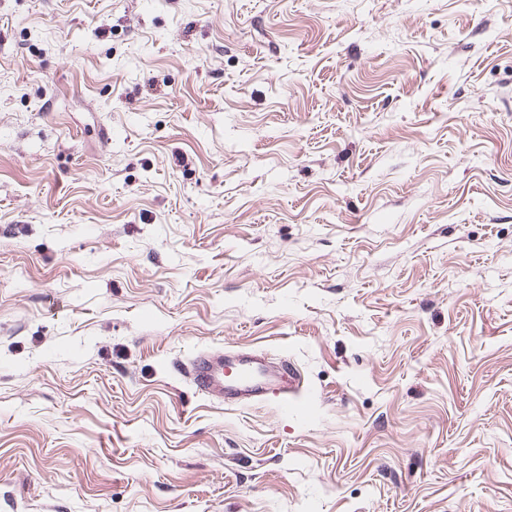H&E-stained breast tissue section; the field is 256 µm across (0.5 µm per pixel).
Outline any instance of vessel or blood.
Listing matches in <instances>:
<instances>
[{
    "mask_svg": "<svg viewBox=\"0 0 512 512\" xmlns=\"http://www.w3.org/2000/svg\"><path fill=\"white\" fill-rule=\"evenodd\" d=\"M190 375L198 392L234 406L275 396L284 411H291V401L298 390L296 371L282 364L278 379L269 378L260 368L256 356L245 354L224 358L206 351L190 362Z\"/></svg>",
    "mask_w": 512,
    "mask_h": 512,
    "instance_id": "b4317fda",
    "label": "vessel or blood"
}]
</instances>
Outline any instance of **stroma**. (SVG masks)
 Instances as JSON below:
<instances>
[{"instance_id": "obj_1", "label": "stroma", "mask_w": 512, "mask_h": 512, "mask_svg": "<svg viewBox=\"0 0 512 512\" xmlns=\"http://www.w3.org/2000/svg\"><path fill=\"white\" fill-rule=\"evenodd\" d=\"M0 512H512V0H0ZM258 360L257 356L244 354L225 357L222 364L221 354L199 352L190 362L193 385L201 394L222 400L229 406L272 394L279 398L284 411L292 412L291 400L298 390L296 370L290 363H284L279 378L274 380L262 371Z\"/></svg>"}]
</instances>
